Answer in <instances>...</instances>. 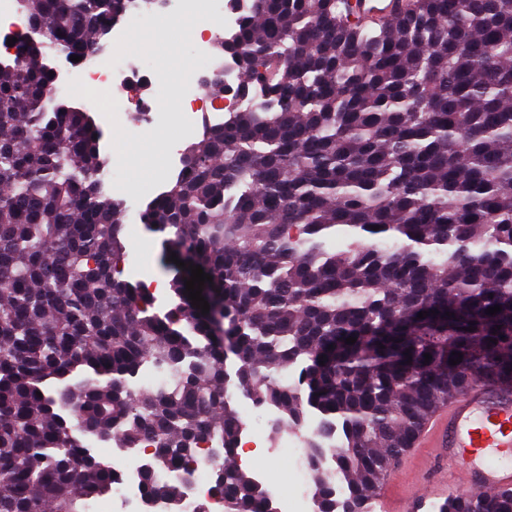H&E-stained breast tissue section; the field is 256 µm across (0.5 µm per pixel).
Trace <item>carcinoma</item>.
I'll return each mask as SVG.
<instances>
[{
  "label": "carcinoma",
  "instance_id": "obj_1",
  "mask_svg": "<svg viewBox=\"0 0 512 512\" xmlns=\"http://www.w3.org/2000/svg\"><path fill=\"white\" fill-rule=\"evenodd\" d=\"M19 4L41 28L0 58V512H86L114 475L82 438L114 434L156 441L148 497L179 503L185 481L157 476L202 461L226 512H267L235 461L228 352L237 387L281 425L314 410L336 434L345 494L311 443L316 512H373L440 405L477 374L512 383V0H409L363 24L342 0H251L215 44L238 57L236 109L140 213L212 276L205 315L180 276L162 315L123 277L103 131L47 63L98 52L133 0ZM148 364L169 381L137 392ZM291 367L296 384L279 378ZM205 440L217 458H201ZM432 512H512V492Z\"/></svg>",
  "mask_w": 512,
  "mask_h": 512
}]
</instances>
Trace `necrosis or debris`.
<instances>
[{
    "instance_id": "necrosis-or-debris-1",
    "label": "necrosis or debris",
    "mask_w": 512,
    "mask_h": 512,
    "mask_svg": "<svg viewBox=\"0 0 512 512\" xmlns=\"http://www.w3.org/2000/svg\"><path fill=\"white\" fill-rule=\"evenodd\" d=\"M220 0H167L159 8L132 11L113 25L114 44L125 42L137 29L151 26L156 21H175L183 14L192 12L202 19H209L219 11ZM213 70L224 73V94L215 96L202 87L197 78L182 80L184 101L183 129L193 133L203 123L218 124L224 120V112L235 99L234 89L238 78L234 64L220 59L213 63ZM66 88L81 92L85 102L99 115L103 129L114 123L124 122L129 136H137L144 126L164 121L165 114L154 94L156 86L164 78L151 68L121 60L112 55L94 56L78 63L69 64L65 70ZM137 106V113H130V106ZM229 399L243 413L239 448L250 451L256 448L273 452L279 448L293 451L295 469L299 475L297 488L284 493L277 473L269 470L254 472V479L266 489L277 512H311L312 498L305 476L309 470L308 437L318 438L324 450L322 466L334 468V438L321 435V422L309 418L303 430L279 429L281 413L275 406L258 403L244 394L236 385L227 388ZM84 446L89 453L110 466L117 479L112 485V496L106 501H91L87 512H195L198 502L208 501L209 512H224L222 500L211 497L210 485L203 478V467H196L186 484V492L178 508H170L162 500L145 495L140 475L141 449L122 447L120 442L109 443L105 439L90 436Z\"/></svg>"
}]
</instances>
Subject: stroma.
Here are the masks:
<instances>
[{
  "mask_svg": "<svg viewBox=\"0 0 512 512\" xmlns=\"http://www.w3.org/2000/svg\"><path fill=\"white\" fill-rule=\"evenodd\" d=\"M199 22L196 15H185L178 26L164 24L133 34L119 49L120 55L148 63L153 69L166 74L161 107L168 112L169 119L135 138L127 137L121 127L113 128L109 147L115 161L123 169L115 197L124 200L134 197L138 201L148 202L155 190L166 186L171 178L162 164V156L169 143L180 133V80L189 74L199 76L203 73V62L194 53L199 41ZM124 241L128 256L140 259L138 270L129 273V280L165 282L177 272L176 264H162L164 248L158 235L128 229L124 232Z\"/></svg>",
  "mask_w": 512,
  "mask_h": 512,
  "instance_id": "stroma-1",
  "label": "stroma"
}]
</instances>
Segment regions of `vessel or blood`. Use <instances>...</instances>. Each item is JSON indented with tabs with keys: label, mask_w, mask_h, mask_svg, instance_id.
Instances as JSON below:
<instances>
[{
	"label": "vessel or blood",
	"mask_w": 512,
	"mask_h": 512,
	"mask_svg": "<svg viewBox=\"0 0 512 512\" xmlns=\"http://www.w3.org/2000/svg\"><path fill=\"white\" fill-rule=\"evenodd\" d=\"M512 490V386L472 383L441 405L398 460L379 497L386 512H409L423 498H447L450 486Z\"/></svg>",
	"instance_id": "1"
}]
</instances>
